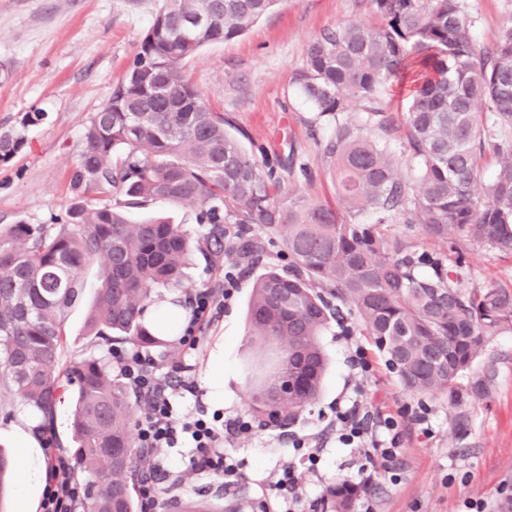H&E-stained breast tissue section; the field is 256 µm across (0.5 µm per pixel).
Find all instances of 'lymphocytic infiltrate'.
Returning a JSON list of instances; mask_svg holds the SVG:
<instances>
[{
    "label": "lymphocytic infiltrate",
    "mask_w": 512,
    "mask_h": 512,
    "mask_svg": "<svg viewBox=\"0 0 512 512\" xmlns=\"http://www.w3.org/2000/svg\"><path fill=\"white\" fill-rule=\"evenodd\" d=\"M236 277L225 272L220 288H196L187 300L191 318L180 344L196 350L200 343L198 331L211 321L224 302L234 293ZM117 374L123 383L140 397V416L136 423V436L140 447L171 448L176 443L187 444L192 450L189 463L197 473L223 475L227 482L237 481L239 471L233 459L224 452V430L213 420L198 416H181L173 404V386L157 372L153 355L140 352L129 356L116 355ZM382 435L369 433L361 421L351 413L338 415L336 421L338 441L348 448H360L369 463L379 464L384 472L395 469L399 439L398 424L390 417L381 421ZM51 491L42 504V512H74L80 487L64 459H56L49 469Z\"/></svg>",
    "instance_id": "f902f5d3"
}]
</instances>
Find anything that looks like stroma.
<instances>
[{"label":"stroma","mask_w":512,"mask_h":512,"mask_svg":"<svg viewBox=\"0 0 512 512\" xmlns=\"http://www.w3.org/2000/svg\"><path fill=\"white\" fill-rule=\"evenodd\" d=\"M159 0H0V131L17 130L26 143L7 163H0V227L58 224L77 200L90 206L108 204L101 194L74 187L71 172L82 133L92 113L111 98L123 79L150 26ZM470 17L478 43L493 45L502 25L512 19V0H460ZM371 0H280L276 9L242 36L202 48L186 72L210 110L222 113L254 156L282 145L292 147L305 173L296 174L295 187L311 202L337 204L331 167L322 156L321 139L312 134L315 114L301 97L296 79L306 66L309 44L341 23L376 22ZM43 112L41 121L24 124L28 112ZM163 216L182 225L191 236L208 232L197 223L194 206L157 199L129 211L131 221ZM260 239V263L246 266L227 256L211 263L196 255L187 268L188 288L223 283L233 271L237 286L232 299L200 331L198 350L185 353L178 337L153 348L161 375L184 381L174 403L179 414L198 410L219 413L224 420L253 422L251 433L227 435L224 450L243 477L227 485L223 476L197 474L189 467V449H158L155 460L164 468L154 512H163L171 499L223 498L236 512H262L268 495L259 484L283 464L300 474L303 505L322 499L324 489L340 478L359 484L373 480L375 489L356 512H498L512 499V333L495 336L473 371L459 382L463 400L410 393L396 374L361 336L356 323L330 326L322 342L330 359L319 399L307 407L296 425L287 429L253 421L245 363L248 350L246 308L254 279L266 266H286L287 249L276 237L252 228ZM464 288L512 289V254L485 247L462 250ZM97 264L83 275V295L66 320L64 362L90 356L109 357L105 343L86 334V319L99 285ZM362 351L368 372L355 369L352 357ZM185 372H178V365ZM224 367V397L209 393L208 377L215 365ZM487 390L474 395L475 379ZM358 407L370 420L395 419L402 435L395 475L366 465L357 449L344 448L336 438V411ZM72 399L57 403L54 428L59 447L35 441L28 455L50 466L55 457H70ZM313 446L317 464H310L295 440Z\"/></svg>","instance_id":"35a3bbf8"}]
</instances>
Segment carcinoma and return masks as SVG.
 <instances>
[{
	"label": "carcinoma",
	"mask_w": 512,
	"mask_h": 512,
	"mask_svg": "<svg viewBox=\"0 0 512 512\" xmlns=\"http://www.w3.org/2000/svg\"><path fill=\"white\" fill-rule=\"evenodd\" d=\"M380 23L325 29L307 49L300 91L332 126L323 154L343 209L311 203L295 189L291 154L263 169L205 108L186 64L205 45L243 35L278 0H162L125 78L83 130L71 181L112 204L80 201L64 224L0 228V413L4 398L36 409L48 443L61 393L75 400L71 457L85 488L82 512H138L136 487L153 464L135 446L133 396L112 364L85 358L65 367L66 317L83 293L82 273L99 263L87 335L161 347L143 322L158 288L183 285L194 251L218 262L230 250L222 224L259 225L288 249V270L270 267L252 285L248 359L264 424L291 426L319 395L328 360L320 342L331 321L353 316L407 391L461 401L458 382L490 340L512 331V289L459 286L461 247L512 253V20L495 44L477 43L458 0H371ZM415 70L404 115L412 175L399 174L389 149L398 128L376 106L379 89ZM354 99L371 104L360 134ZM24 146L0 134V162ZM496 157L483 180L485 148ZM157 199L199 207L203 239L165 220L132 222L126 211ZM418 224L449 243L430 252L391 238L386 225ZM296 375L297 391L270 387ZM372 479L331 484L327 512H355Z\"/></svg>",
	"instance_id": "1"
}]
</instances>
